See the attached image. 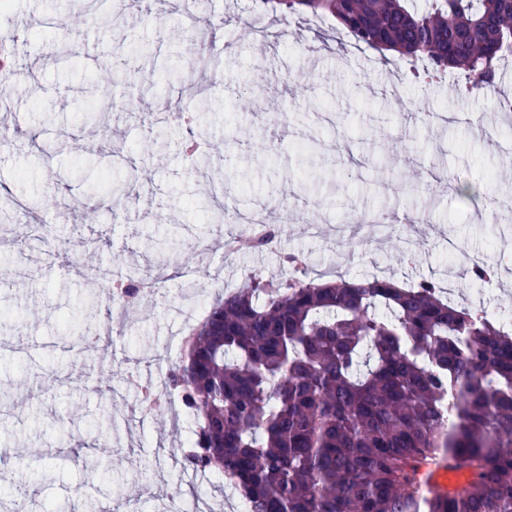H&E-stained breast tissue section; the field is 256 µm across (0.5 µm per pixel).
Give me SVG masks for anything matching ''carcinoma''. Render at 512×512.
I'll return each mask as SVG.
<instances>
[{"label": "carcinoma", "instance_id": "cac0c4a2", "mask_svg": "<svg viewBox=\"0 0 512 512\" xmlns=\"http://www.w3.org/2000/svg\"><path fill=\"white\" fill-rule=\"evenodd\" d=\"M410 2L260 0L330 15L356 44L457 71L470 92L497 84L512 0ZM479 185L454 192L474 200ZM167 383L198 422L184 467L223 472L249 512H512V330L431 280L253 272L209 308ZM433 469L469 473L468 488L425 489Z\"/></svg>", "mask_w": 512, "mask_h": 512}]
</instances>
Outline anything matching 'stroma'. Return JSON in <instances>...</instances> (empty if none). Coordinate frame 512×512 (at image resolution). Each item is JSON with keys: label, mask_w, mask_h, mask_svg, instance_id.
Listing matches in <instances>:
<instances>
[{"label": "stroma", "mask_w": 512, "mask_h": 512, "mask_svg": "<svg viewBox=\"0 0 512 512\" xmlns=\"http://www.w3.org/2000/svg\"><path fill=\"white\" fill-rule=\"evenodd\" d=\"M189 13L185 0H10L0 13V27L31 25L9 52L17 88L0 123V186L40 234L0 245V512L20 491L28 512H166L156 487L190 481L166 464L187 438L171 412L162 431L139 412L125 374L155 373L154 355L178 359L187 323L242 269L276 276L299 254L347 279L376 266L399 282L436 278L450 236L459 265L512 263L499 249L512 210L494 204L512 195L503 86L463 95L456 77L419 79L397 52L351 47L331 21L246 12L242 0H206L198 23ZM203 95L211 110L190 130L206 149L192 162L178 149L190 130L164 115ZM440 111L447 125L428 123ZM424 169L489 178L463 202L412 178ZM289 193L328 209L265 251L236 250V216ZM359 208L388 213L395 231L337 238ZM408 236L426 242L413 261L399 255ZM127 271L166 280L111 330L91 297ZM85 326L100 336L89 351L76 340Z\"/></svg>", "instance_id": "obj_1"}]
</instances>
